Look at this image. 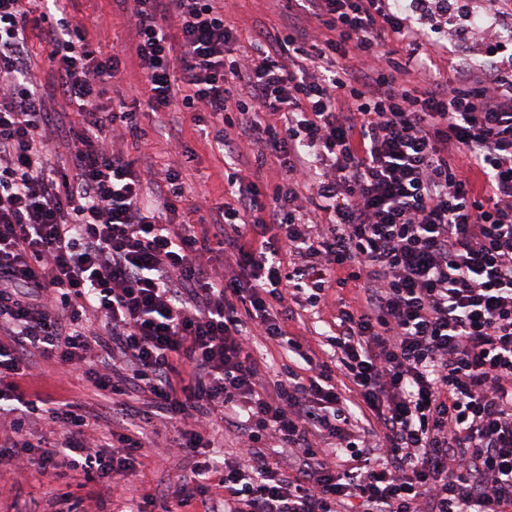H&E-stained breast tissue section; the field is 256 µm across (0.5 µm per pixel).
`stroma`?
Returning a JSON list of instances; mask_svg holds the SVG:
<instances>
[{
    "instance_id": "stroma-1",
    "label": "stroma",
    "mask_w": 512,
    "mask_h": 512,
    "mask_svg": "<svg viewBox=\"0 0 512 512\" xmlns=\"http://www.w3.org/2000/svg\"><path fill=\"white\" fill-rule=\"evenodd\" d=\"M224 15L236 22L241 45H248L262 26H277L285 11L284 0H222ZM71 16L83 23L100 42L104 52L129 51L131 29L126 20L112 12V0H73ZM142 76L134 59H127L119 80L108 87L111 105H125L138 113L139 124L148 134V144L127 140L126 146L140 167L160 170L172 168L181 171L183 180L199 188L202 197L211 202L224 200V153L218 148L214 136L216 128L211 122L196 125L190 115L172 109L153 114L144 104L141 92ZM182 128L180 144L170 143L167 126ZM30 394L46 405L62 400L79 399L97 401L96 392L77 378L67 376L54 363L37 360L33 377L22 383ZM174 434L165 429L162 437L149 442L143 468L135 473L114 477L110 489L102 491L98 512H125L129 507H140L141 512H161L162 497L167 486L177 476L188 474L191 460L173 456L166 440ZM56 487L39 472L18 474L12 464L0 462V512H14L16 503L26 502L29 512H50V501Z\"/></svg>"
}]
</instances>
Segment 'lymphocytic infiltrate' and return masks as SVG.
Segmentation results:
<instances>
[{"label": "lymphocytic infiltrate", "instance_id": "1", "mask_svg": "<svg viewBox=\"0 0 512 512\" xmlns=\"http://www.w3.org/2000/svg\"><path fill=\"white\" fill-rule=\"evenodd\" d=\"M289 2L244 49L220 0H118L150 110L208 113L224 147L281 170L269 185L231 160L229 201L192 206L180 172L144 179L121 146L146 132L103 102L120 53L69 0H0V458L61 487L58 512H89L72 486L134 472L146 435L107 450L106 412L41 411L20 385L36 355L112 410L135 391L176 421L171 449L198 459L179 508L512 512V40L496 0L492 73L451 81L423 50L451 30L448 0ZM31 29L68 115L46 105ZM351 284L315 359L288 322ZM255 336L283 349L280 371Z\"/></svg>", "mask_w": 512, "mask_h": 512}]
</instances>
